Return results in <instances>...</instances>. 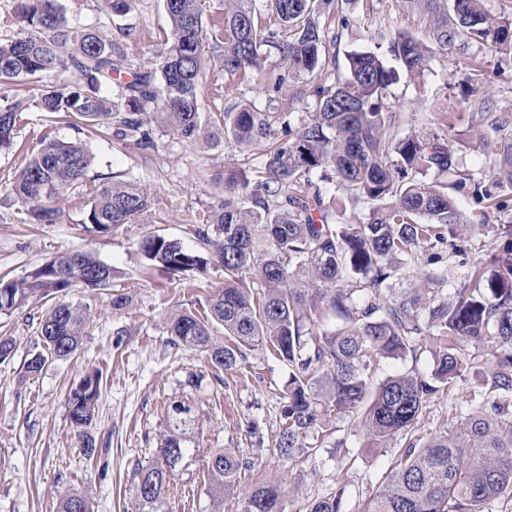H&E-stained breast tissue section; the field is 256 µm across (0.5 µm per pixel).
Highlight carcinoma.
I'll list each match as a JSON object with an SVG mask.
<instances>
[{
    "instance_id": "carcinoma-1",
    "label": "carcinoma",
    "mask_w": 512,
    "mask_h": 512,
    "mask_svg": "<svg viewBox=\"0 0 512 512\" xmlns=\"http://www.w3.org/2000/svg\"><path fill=\"white\" fill-rule=\"evenodd\" d=\"M429 18L432 44L397 32L389 51L411 79L421 77L432 55L459 44H477L512 54V19L492 22L485 0H409ZM169 36L155 70L122 80L112 41L93 31L69 30L57 0H16L19 33L0 41V83L33 77L42 93L40 112L64 113L94 135L116 125L115 135L154 146L147 106L161 104L169 130L210 147L240 149L265 143L259 166L224 169V192L196 225L199 249L148 232L140 250L148 266L174 273L224 269V286L207 309L171 313V341L205 353L215 370L241 368L256 350H270L289 369L283 391L275 451L291 460L304 448L326 404L338 414L361 412L371 448H388L423 420L430 399L451 389L473 368L468 344L495 345V366L483 398L457 425L418 445L400 459L360 512H488L512 492V132L479 133L492 147L497 172L492 184L459 165L430 130L388 133L393 113L384 111L388 87L397 79L378 53L347 56L348 77L321 78L336 60V28L348 25L339 0H163ZM278 57L281 74L273 96L300 100L307 119L295 121L282 108L243 103L220 120L198 110L203 72L216 69L242 80L261 73L267 56ZM76 82L57 85L62 72ZM113 81L117 99L100 95ZM22 101L0 109V150L14 142ZM92 164L81 140H43L18 169L10 191L32 224H53L58 204L84 181ZM446 177L449 182H442ZM343 190L350 211L336 208ZM470 198L479 218L465 216L448 190ZM84 230L108 234L135 224L152 207V192L116 179L91 189ZM368 213L359 214L360 208ZM492 237L489 259L471 260V237ZM444 269L425 275V285L399 290L412 269ZM465 268L453 294L448 270ZM114 270L91 254L72 251L21 278L0 276V315L33 299L57 301L42 316L36 348L23 363V377L54 359L74 354L91 319L90 309L66 299L80 284L112 286ZM224 328V339L214 328ZM431 354L427 375L394 374L370 386L371 370L383 359ZM203 377H188L189 391L165 405L154 459L135 469L131 512H173L169 487L197 461L206 465L212 512H223L243 463L224 450L200 447L202 406L195 391ZM102 393L99 369L88 371L67 395L72 423L88 425ZM283 481H259L244 497L242 512H286ZM344 490L315 499L307 512H343ZM58 512H91L81 493L59 494Z\"/></svg>"
}]
</instances>
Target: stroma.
Returning a JSON list of instances; mask_svg holds the SVG:
<instances>
[{
	"label": "stroma",
	"instance_id": "1",
	"mask_svg": "<svg viewBox=\"0 0 512 512\" xmlns=\"http://www.w3.org/2000/svg\"><path fill=\"white\" fill-rule=\"evenodd\" d=\"M69 27L97 29L119 48L124 71L151 68L169 32L162 0H134L130 10L107 11L101 0H58ZM351 23L336 43V78L347 75L348 53L379 50L386 55L395 32L404 31L429 41L426 16L409 0H351L346 6ZM265 77L229 85L217 72H206L198 107L204 116L218 120L220 112L249 101L268 106ZM480 90L497 114L512 116V61L474 44L449 53L434 54L417 80L400 77L388 89L386 111L395 113L394 131L406 134L430 124L431 115L444 112L443 133L458 163L493 179L496 164L489 148L473 136L482 118L470 107L472 90ZM154 148L141 150L113 135L85 136L62 114L32 112L19 128L12 148L0 151V273L21 277L62 253L83 250L112 265V288L91 291L71 288L70 301L91 308L93 319L82 345L69 358L53 361L34 376L21 378L25 356L38 340L40 317L51 299L32 301L11 315H0V336L11 337L16 353L0 363V512H57V493L67 489L84 494L92 512H129V488L134 468L153 458L160 442L165 404L181 395L190 374L205 373L198 398L203 406L200 423L202 447L233 449L247 466L238 474L233 491L224 496V512H240L242 499L257 480H285L291 489L286 512H303L308 501L345 488L349 512L375 493L399 458L401 441L388 448H366L355 417L330 411L308 442L313 454L298 453L282 459L274 450L279 431L281 394L288 379L287 366L267 351L249 356L243 369L217 371L206 358L175 345L166 319L179 307L199 309L224 282L222 268L205 273H171L160 267L144 268L139 251L143 234L152 232L180 241L193 250L191 230L202 220L205 208L222 190L224 167L247 168L266 150L256 144L242 150L225 145L223 151L205 148L173 135L163 113L151 124ZM61 141L86 139L93 162L90 185L112 179L147 185L154 202L140 223L126 224L98 236L84 231L82 223L89 198L84 188L68 193L54 224H28L22 206L6 183L35 151L43 134ZM131 296L120 310L112 307L113 291ZM474 356L476 373L467 374L450 394L434 398L423 421L412 431L423 442L469 412L471 395L479 387V373L494 367L492 346L467 347ZM92 367L103 373L102 396L88 431L96 440L94 457H86L72 424L66 398ZM264 424L263 440L251 438L245 428L249 418ZM173 512H211L208 478L203 463H195L171 487Z\"/></svg>",
	"mask_w": 512,
	"mask_h": 512
}]
</instances>
